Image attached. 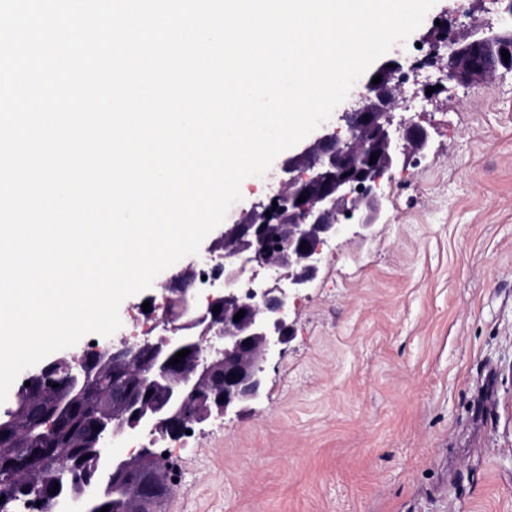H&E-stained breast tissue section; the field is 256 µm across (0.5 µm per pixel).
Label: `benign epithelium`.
<instances>
[{"label":"benign epithelium","mask_w":512,"mask_h":512,"mask_svg":"<svg viewBox=\"0 0 512 512\" xmlns=\"http://www.w3.org/2000/svg\"><path fill=\"white\" fill-rule=\"evenodd\" d=\"M424 41L433 47L448 42L444 69L460 85L481 84L500 71L512 72V29L498 31L473 20L458 31L432 28ZM509 52L503 60L501 50ZM402 65L383 61L364 82L356 107L342 113L345 131L323 126L298 151L279 164V189L265 203L244 210L205 249L207 257L224 258V279L217 294L201 303L194 288L193 263L162 281L166 317L164 334L109 342L103 352L74 354L60 351L26 371L12 405L0 419H12L22 407L34 406L42 384L59 367L70 370L69 389L55 404L56 421H65L79 400L97 391L90 361L139 373L142 390L114 385L107 407L90 422L83 448L88 475L75 479L70 491L52 493L58 449L43 452L46 476L27 483L25 494L47 512H100L103 500L125 488L129 473L151 469L159 457L155 445L178 440L194 423L212 415L239 413L261 398L268 360L292 331L289 302L318 274L322 246L355 224L368 231L379 220L382 202L378 188L399 164L423 153L428 133L417 123L394 122L404 101ZM381 82L372 83L374 76ZM377 157L370 163L371 157ZM303 202H297L300 195ZM271 212L266 216L265 212ZM277 246H272L275 234ZM305 249H300L301 243ZM275 267L281 276L272 285L243 287L242 277L255 268ZM220 311L213 312V307ZM245 311L239 321L234 315ZM183 349L190 353L172 365ZM130 435L148 443L136 453L116 456L113 445Z\"/></svg>","instance_id":"7a95c632"}]
</instances>
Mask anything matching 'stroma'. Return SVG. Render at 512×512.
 <instances>
[{
  "instance_id": "stroma-1",
  "label": "stroma",
  "mask_w": 512,
  "mask_h": 512,
  "mask_svg": "<svg viewBox=\"0 0 512 512\" xmlns=\"http://www.w3.org/2000/svg\"><path fill=\"white\" fill-rule=\"evenodd\" d=\"M475 18L512 27L503 0H437L388 55ZM428 73L395 113L427 150L365 236L329 241L262 397L157 445L164 512H512V73Z\"/></svg>"
}]
</instances>
